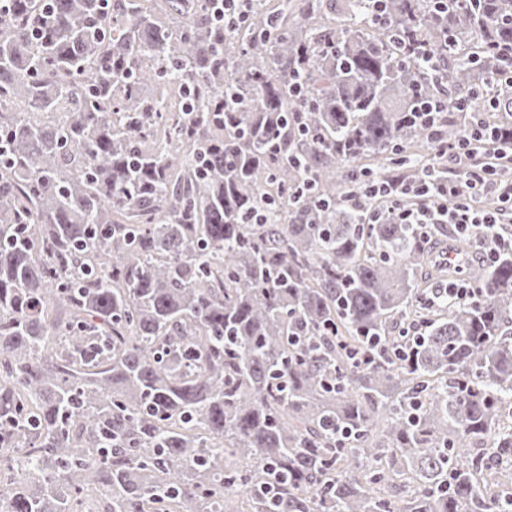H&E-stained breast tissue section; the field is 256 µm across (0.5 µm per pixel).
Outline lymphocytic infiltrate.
<instances>
[{"mask_svg":"<svg viewBox=\"0 0 512 512\" xmlns=\"http://www.w3.org/2000/svg\"><path fill=\"white\" fill-rule=\"evenodd\" d=\"M447 110L444 100L429 105L426 124L434 134V153L421 180L377 183L365 178L360 189L348 197L347 204L357 223L375 224L379 214L370 200L379 196L390 204L400 223L415 224L423 230L436 224H451L463 235L490 231L499 250L512 252V228H504L501 222L503 209L512 210V181L494 176L501 156L493 153L472 161L475 146L484 138V129L478 124L464 132L456 145L444 142L438 130ZM487 194L496 198L497 207L478 208L476 196Z\"/></svg>","mask_w":512,"mask_h":512,"instance_id":"obj_1","label":"lymphocytic infiltrate"}]
</instances>
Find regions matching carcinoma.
<instances>
[{"mask_svg": "<svg viewBox=\"0 0 512 512\" xmlns=\"http://www.w3.org/2000/svg\"><path fill=\"white\" fill-rule=\"evenodd\" d=\"M380 3L0 11V512H512V253L430 310L412 225L342 223L421 176L422 101L483 111L512 0ZM214 17L221 28H233L247 19L245 5L249 0H212Z\"/></svg>", "mask_w": 512, "mask_h": 512, "instance_id": "carcinoma-1", "label": "carcinoma"}]
</instances>
